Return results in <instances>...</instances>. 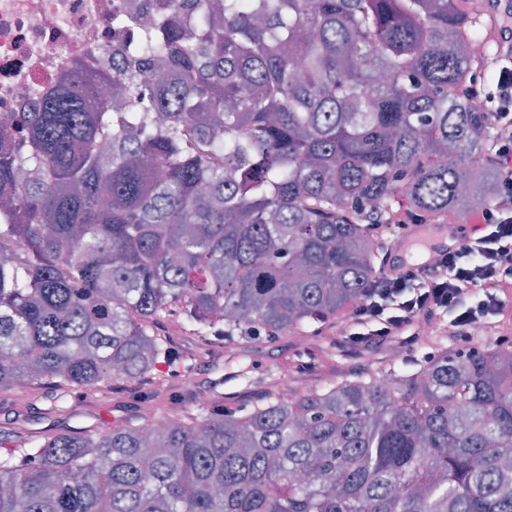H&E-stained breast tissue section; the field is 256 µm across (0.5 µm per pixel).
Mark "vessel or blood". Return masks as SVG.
I'll use <instances>...</instances> for the list:
<instances>
[{"label":"vessel or blood","mask_w":512,"mask_h":512,"mask_svg":"<svg viewBox=\"0 0 512 512\" xmlns=\"http://www.w3.org/2000/svg\"><path fill=\"white\" fill-rule=\"evenodd\" d=\"M480 225L465 224H413L405 236L390 247L387 265L397 271L410 264L430 265L440 255L454 248L461 236H474Z\"/></svg>","instance_id":"vessel-or-blood-1"}]
</instances>
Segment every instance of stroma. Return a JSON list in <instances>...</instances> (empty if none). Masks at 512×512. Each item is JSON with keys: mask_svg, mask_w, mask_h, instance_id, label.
<instances>
[{"mask_svg": "<svg viewBox=\"0 0 512 512\" xmlns=\"http://www.w3.org/2000/svg\"><path fill=\"white\" fill-rule=\"evenodd\" d=\"M335 333L325 325L317 333L288 335L271 342L247 347L237 352L235 360L226 356L202 355L196 360L191 377L173 376L162 394L140 397L129 390L105 388L97 395L86 391L76 394L64 412L52 410L46 396L25 389L0 396V437L49 434L70 430L93 434L111 428L112 424L134 417L148 408L161 413H174L192 407L198 392L218 390L227 403L244 401L269 389L270 385L292 384L295 374H283L279 360L284 355L311 351L315 357L312 379L319 380L334 372L359 373L378 368L377 350L359 351L334 342ZM247 379H240L239 371Z\"/></svg>", "mask_w": 512, "mask_h": 512, "instance_id": "35a3bbf8", "label": "stroma"}]
</instances>
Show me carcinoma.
<instances>
[{
  "mask_svg": "<svg viewBox=\"0 0 512 512\" xmlns=\"http://www.w3.org/2000/svg\"><path fill=\"white\" fill-rule=\"evenodd\" d=\"M110 77L0 126V395L158 387L200 348L312 332L378 275L369 225L482 205L463 0H151ZM163 113L156 122L144 107ZM288 402L29 435L0 512H512V341Z\"/></svg>",
  "mask_w": 512,
  "mask_h": 512,
  "instance_id": "1",
  "label": "carcinoma"
}]
</instances>
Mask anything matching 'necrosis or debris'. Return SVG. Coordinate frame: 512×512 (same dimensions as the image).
I'll return each mask as SVG.
<instances>
[{"label":"necrosis or debris","instance_id":"4bbe7bcc","mask_svg":"<svg viewBox=\"0 0 512 512\" xmlns=\"http://www.w3.org/2000/svg\"><path fill=\"white\" fill-rule=\"evenodd\" d=\"M146 0H0V119L29 111L71 69L111 73L112 13Z\"/></svg>","mask_w":512,"mask_h":512}]
</instances>
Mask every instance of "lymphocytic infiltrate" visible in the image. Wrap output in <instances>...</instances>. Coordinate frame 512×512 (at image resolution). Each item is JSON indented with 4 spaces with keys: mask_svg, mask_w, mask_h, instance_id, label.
Here are the masks:
<instances>
[{
    "mask_svg": "<svg viewBox=\"0 0 512 512\" xmlns=\"http://www.w3.org/2000/svg\"><path fill=\"white\" fill-rule=\"evenodd\" d=\"M494 88L475 85L474 107L490 108L494 130L489 156L500 179L489 205L474 212L480 237L466 238L434 264L380 272L336 328L341 340L367 349L406 335L416 320L452 325L457 338L473 324L495 329L512 291V48L491 61Z\"/></svg>",
    "mask_w": 512,
    "mask_h": 512,
    "instance_id": "1",
    "label": "lymphocytic infiltrate"
}]
</instances>
